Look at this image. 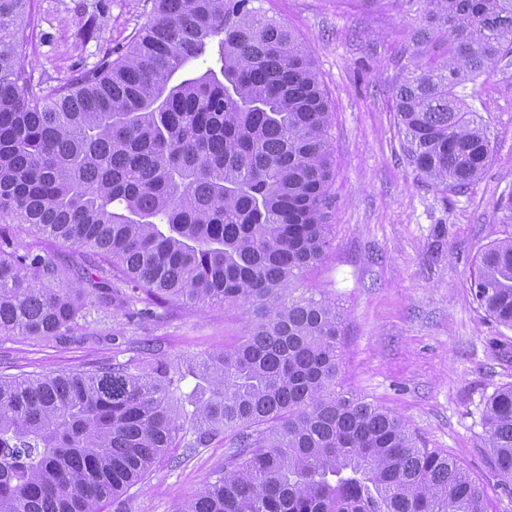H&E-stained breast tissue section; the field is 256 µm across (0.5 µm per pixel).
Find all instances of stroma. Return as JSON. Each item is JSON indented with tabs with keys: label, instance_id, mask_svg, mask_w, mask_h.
I'll return each instance as SVG.
<instances>
[{
	"label": "stroma",
	"instance_id": "stroma-1",
	"mask_svg": "<svg viewBox=\"0 0 512 512\" xmlns=\"http://www.w3.org/2000/svg\"><path fill=\"white\" fill-rule=\"evenodd\" d=\"M310 53L331 103V248L304 285L327 292L344 317L345 390L400 417L430 448L448 453L487 491L488 512H512V482L498 476L484 424L493 393L512 386V328L489 316L473 280L484 249L512 237V56L468 84L493 147L467 189L436 186L410 164L394 85L411 60L423 0H262ZM146 0H29L25 65L33 80H74L126 45ZM95 19L92 39L80 33ZM91 327L124 338L61 346L0 338V371H77L133 356L149 340L157 357L186 361L241 336L240 311L174 307L137 326L94 311ZM224 460L213 442L182 464H161L134 487L133 512H174Z\"/></svg>",
	"mask_w": 512,
	"mask_h": 512
}]
</instances>
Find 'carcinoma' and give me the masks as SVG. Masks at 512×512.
I'll use <instances>...</instances> for the list:
<instances>
[{
	"label": "carcinoma",
	"mask_w": 512,
	"mask_h": 512,
	"mask_svg": "<svg viewBox=\"0 0 512 512\" xmlns=\"http://www.w3.org/2000/svg\"><path fill=\"white\" fill-rule=\"evenodd\" d=\"M256 2L152 0L115 59L55 86L25 68L27 0H0V336L98 342L93 309L136 324L177 305L246 315L234 345L195 361L209 396L190 412L179 367L141 352L1 374L0 512H129L172 449L215 440L224 464L175 512H487L454 459L342 387L343 316L301 287L330 244V100ZM422 2L414 46L440 54L401 67L398 123L415 169L461 191L492 153L467 84L512 55V0ZM474 287L512 327V239L482 252ZM486 425L511 483L512 387Z\"/></svg>",
	"instance_id": "carcinoma-1"
}]
</instances>
